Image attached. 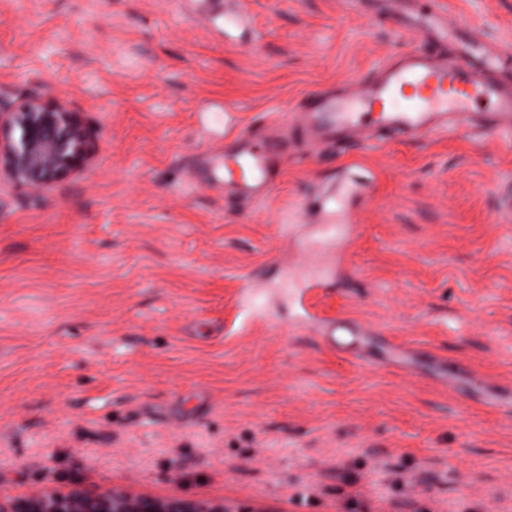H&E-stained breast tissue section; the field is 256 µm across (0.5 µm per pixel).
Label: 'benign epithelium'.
Returning a JSON list of instances; mask_svg holds the SVG:
<instances>
[{
	"label": "benign epithelium",
	"mask_w": 512,
	"mask_h": 512,
	"mask_svg": "<svg viewBox=\"0 0 512 512\" xmlns=\"http://www.w3.org/2000/svg\"><path fill=\"white\" fill-rule=\"evenodd\" d=\"M89 151L77 113L63 101L0 100V182L34 192L49 189L85 163ZM0 512H263L241 509L220 498L172 494L157 496L126 485L88 487L73 482L17 494L0 493Z\"/></svg>",
	"instance_id": "obj_1"
}]
</instances>
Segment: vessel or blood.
Returning a JSON list of instances; mask_svg holds the SVG:
<instances>
[{"label":"vessel or blood","mask_w":512,"mask_h":512,"mask_svg":"<svg viewBox=\"0 0 512 512\" xmlns=\"http://www.w3.org/2000/svg\"><path fill=\"white\" fill-rule=\"evenodd\" d=\"M247 0H224V29L239 38H255ZM387 14L396 26L415 21L420 40L395 51L374 77L349 84L336 95L318 92L313 110L303 113L313 137L332 139L344 131L355 148L366 147L370 129L410 138L437 136L463 128L482 129L487 143L512 148V80L494 78L503 52L487 50L479 29L465 20L438 14L411 17L401 0H389ZM465 31L454 60L431 54L427 41L447 39L449 32ZM208 181L229 188L249 202L269 198L284 173L282 153L273 143L260 144L242 130L224 133V147L205 150ZM371 330L337 316L326 319L321 341L331 350L365 359L364 344ZM473 395L491 407L512 412V394L474 381Z\"/></svg>","instance_id":"vessel-or-blood-1"}]
</instances>
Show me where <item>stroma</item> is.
I'll list each match as a JSON object with an SVG mask.
<instances>
[{
  "mask_svg": "<svg viewBox=\"0 0 512 512\" xmlns=\"http://www.w3.org/2000/svg\"><path fill=\"white\" fill-rule=\"evenodd\" d=\"M232 42L193 0H0V94L67 100L90 160L40 193L0 186V488L56 476L267 512H512V415L442 387L512 386V150L462 130L312 145L299 105L371 77L416 32L374 5L248 0ZM512 47V0H414ZM288 124L284 175L243 211L194 157L201 106ZM349 202L354 243L310 198ZM262 269L272 324L232 297ZM344 312L411 368L316 346L301 316Z\"/></svg>",
  "mask_w": 512,
  "mask_h": 512,
  "instance_id": "1",
  "label": "stroma"
}]
</instances>
